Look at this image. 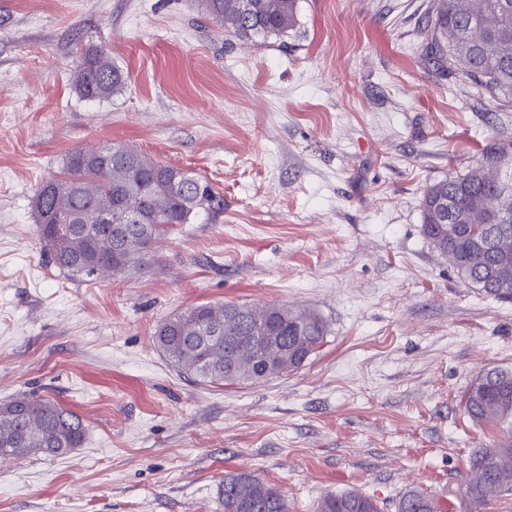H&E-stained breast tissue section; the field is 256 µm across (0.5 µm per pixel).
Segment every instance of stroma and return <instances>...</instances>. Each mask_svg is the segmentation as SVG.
I'll use <instances>...</instances> for the list:
<instances>
[{
    "label": "stroma",
    "mask_w": 512,
    "mask_h": 512,
    "mask_svg": "<svg viewBox=\"0 0 512 512\" xmlns=\"http://www.w3.org/2000/svg\"><path fill=\"white\" fill-rule=\"evenodd\" d=\"M432 0H299L287 37L243 42L197 0H0V403L81 415L80 448L0 460V512H224L247 471L315 512L357 489L394 512L454 502L477 425L463 396L512 367V302L464 282L422 228L431 184L512 140V112L428 71ZM126 76L74 87L86 45ZM194 170L220 205L146 271L85 282L42 252L32 198L77 146ZM305 308L328 323L298 371L252 386L181 376L157 325L202 303ZM441 504L427 491L411 489L396 504V512H442Z\"/></svg>",
    "instance_id": "stroma-1"
}]
</instances>
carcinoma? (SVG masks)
<instances>
[{
	"mask_svg": "<svg viewBox=\"0 0 512 512\" xmlns=\"http://www.w3.org/2000/svg\"><path fill=\"white\" fill-rule=\"evenodd\" d=\"M204 14L240 40L283 37L297 24L298 0H200ZM425 63L470 85L492 111L512 109V0H437L425 20ZM127 77L101 48L85 47L75 71L80 96L102 100ZM219 205L208 182L120 144L75 148L59 177L33 197L43 252L75 278L125 275L152 265L179 224ZM423 230L458 275L489 297L512 301V143L483 155L467 173L430 185ZM85 219L64 228L61 215ZM327 325L317 313L234 302L188 307L159 323L157 347L177 370L209 386L255 385L288 375L321 348ZM475 423L512 418V369L492 368L464 395ZM80 415L49 398L0 403V459L58 457L81 447ZM452 512H482L512 494V429L475 448ZM224 512H288L278 489L248 473L224 476ZM317 512H381L356 490L326 495ZM396 512H443L428 492L411 489Z\"/></svg>",
	"mask_w": 512,
	"mask_h": 512,
	"instance_id": "carcinoma-1",
	"label": "carcinoma"
}]
</instances>
